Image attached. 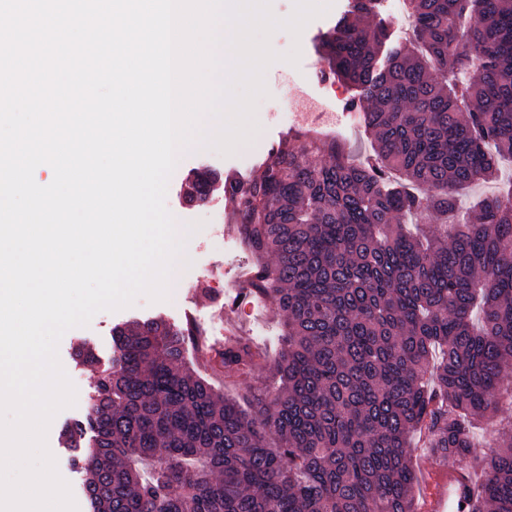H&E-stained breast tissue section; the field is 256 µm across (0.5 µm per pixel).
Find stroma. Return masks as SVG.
Returning <instances> with one entry per match:
<instances>
[{
    "label": "stroma",
    "instance_id": "obj_1",
    "mask_svg": "<svg viewBox=\"0 0 512 512\" xmlns=\"http://www.w3.org/2000/svg\"><path fill=\"white\" fill-rule=\"evenodd\" d=\"M349 0H333L330 9L311 20L300 37L285 30L274 32L269 44L282 54L299 47L298 64L280 61L272 63L265 73L267 97L259 100L256 119L260 126L254 139L230 156L212 149H191L181 152L167 187L166 206L180 229L190 232L186 255L190 261L183 279L170 281L167 300L150 302L138 297L134 304L113 312L97 313L88 326L68 330L58 345L60 362L76 388L74 406L58 412L47 433V445L56 459L60 476L69 483L78 512H90L84 493V473L75 465L74 452L61 441L62 428L82 418L90 408L89 397L94 375L76 364L74 347L77 342H90L102 362L112 358V328L134 318L164 317L179 326L195 328L215 345H223L226 334L240 336L253 349L274 359L280 345L283 314L266 302L259 292L246 290L244 284L255 268V258L243 247L230 222L231 210L226 200L190 204L183 198L185 179L192 171L205 167L224 174L249 180L259 175L267 151L286 135L295 133L292 122V102L302 92L317 87L315 70L318 56L315 45L321 34L333 27L347 10ZM336 96L326 105L336 113L338 139L360 157L372 153L371 138L363 128L362 106L352 105V93L343 83H336ZM185 358L193 371L208 379L225 396L247 406L251 394L274 387L276 380L264 366L229 374L215 372L199 361L193 353Z\"/></svg>",
    "mask_w": 512,
    "mask_h": 512
}]
</instances>
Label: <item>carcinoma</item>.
Listing matches in <instances>:
<instances>
[{
	"label": "carcinoma",
	"mask_w": 512,
	"mask_h": 512,
	"mask_svg": "<svg viewBox=\"0 0 512 512\" xmlns=\"http://www.w3.org/2000/svg\"><path fill=\"white\" fill-rule=\"evenodd\" d=\"M409 2L416 45H387L368 23L377 0H350L317 47L370 103L369 162L293 136L250 182L188 180L191 201L223 187L259 260L252 286L285 315L278 386L241 409L183 365L197 332L161 319L113 329L107 368L79 347L93 403L62 436L83 449L92 512H418L416 434L469 481L473 420L512 386V187L452 228L413 234L406 220L448 218L459 190L512 157V0ZM260 359L237 338L213 363ZM494 443L464 512H512L511 417Z\"/></svg>",
	"instance_id": "obj_1"
}]
</instances>
